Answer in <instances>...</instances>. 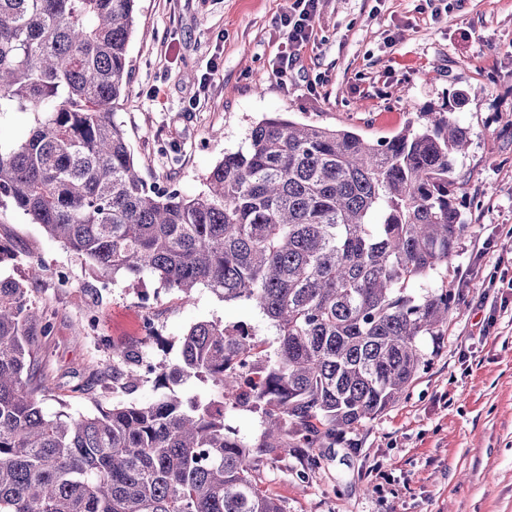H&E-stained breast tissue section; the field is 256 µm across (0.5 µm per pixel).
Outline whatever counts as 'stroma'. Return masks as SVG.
<instances>
[{"label":"stroma","mask_w":512,"mask_h":512,"mask_svg":"<svg viewBox=\"0 0 512 512\" xmlns=\"http://www.w3.org/2000/svg\"><path fill=\"white\" fill-rule=\"evenodd\" d=\"M292 2L137 0L130 82L112 118L146 182L200 193L267 112L374 141L462 88L472 96L458 118L472 143L455 171L467 229L452 265L426 282L453 288L460 309L423 339L406 396L334 447L268 460L259 486L285 512H512V0H322L316 38L283 85L272 61ZM0 240L45 262L34 298L58 312L43 349L50 378L85 381L122 349L175 363L201 321L241 322L267 353L278 346L249 304L202 287L187 299L149 274L114 276L88 311L98 284L89 263L8 205ZM61 269L70 287H56ZM148 313L158 335L141 331Z\"/></svg>","instance_id":"obj_1"}]
</instances>
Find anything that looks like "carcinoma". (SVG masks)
<instances>
[{
	"label": "carcinoma",
	"mask_w": 512,
	"mask_h": 512,
	"mask_svg": "<svg viewBox=\"0 0 512 512\" xmlns=\"http://www.w3.org/2000/svg\"><path fill=\"white\" fill-rule=\"evenodd\" d=\"M136 0H0V112H32L27 138L0 144V199L106 278L150 272L190 299L204 287L258 309L276 330L269 356L244 324L202 321L161 365L150 402L91 415L41 407L42 342L57 311L26 279L0 277V512H284L258 485L271 458L330 448L399 402L426 336L457 309L452 289L415 285L457 255L456 156L470 129L448 105L373 142L351 127L263 116L189 197L149 185L112 105L129 84ZM112 352L101 387L140 375ZM251 366L259 380L243 375ZM210 381L220 400L174 386ZM262 409L253 446L225 434L224 407Z\"/></svg>",
	"instance_id": "carcinoma-1"
}]
</instances>
